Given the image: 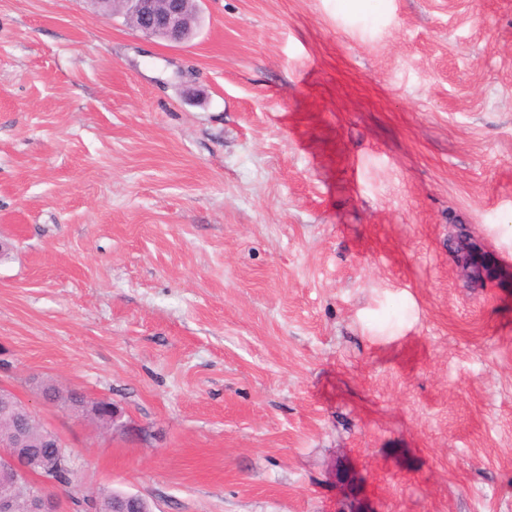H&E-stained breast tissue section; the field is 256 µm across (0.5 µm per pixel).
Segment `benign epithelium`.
<instances>
[{"label": "benign epithelium", "mask_w": 512, "mask_h": 512, "mask_svg": "<svg viewBox=\"0 0 512 512\" xmlns=\"http://www.w3.org/2000/svg\"><path fill=\"white\" fill-rule=\"evenodd\" d=\"M101 15L125 13L136 30L180 44L189 40L199 23V4L190 0H90ZM457 266L464 278L481 281L501 271L494 255L475 235L457 233ZM0 415L14 423L12 437L0 441V512H62L60 497L51 490L52 483L39 475L36 468L46 460L33 455L35 448H55L56 457L76 467L74 454L60 434L44 425L42 435L33 438L19 422L38 416L5 386H0Z\"/></svg>", "instance_id": "7a95c632"}]
</instances>
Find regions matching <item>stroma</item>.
Here are the masks:
<instances>
[{"label": "stroma", "mask_w": 512, "mask_h": 512, "mask_svg": "<svg viewBox=\"0 0 512 512\" xmlns=\"http://www.w3.org/2000/svg\"><path fill=\"white\" fill-rule=\"evenodd\" d=\"M0 241V382L127 424L39 406L83 489L512 512V0H0ZM90 0L101 15L125 13L136 30L180 44L189 40L199 23V1L194 0ZM457 266L464 278L469 281H481L487 277L501 274L498 262L475 235H464L459 230L455 237Z\"/></svg>", "instance_id": "35a3bbf8"}]
</instances>
